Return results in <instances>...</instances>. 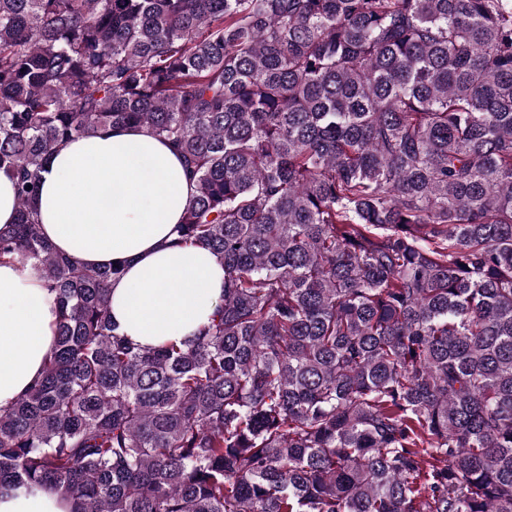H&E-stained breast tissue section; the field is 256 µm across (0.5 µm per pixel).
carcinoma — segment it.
Wrapping results in <instances>:
<instances>
[{
    "label": "carcinoma",
    "mask_w": 512,
    "mask_h": 512,
    "mask_svg": "<svg viewBox=\"0 0 512 512\" xmlns=\"http://www.w3.org/2000/svg\"><path fill=\"white\" fill-rule=\"evenodd\" d=\"M146 129L224 265L192 338L40 232L47 159ZM0 170L58 307L0 492L74 512H512V0H0ZM71 503L35 488L19 487L0 494V512H72Z\"/></svg>",
    "instance_id": "obj_1"
}]
</instances>
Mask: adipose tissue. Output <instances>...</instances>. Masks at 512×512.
Wrapping results in <instances>:
<instances>
[{"mask_svg":"<svg viewBox=\"0 0 512 512\" xmlns=\"http://www.w3.org/2000/svg\"><path fill=\"white\" fill-rule=\"evenodd\" d=\"M194 187L180 158L144 129L118 127L67 142L46 165L35 206L43 236L85 265L123 262L111 316L145 347L194 336L224 294V267L206 249L170 241ZM33 260L0 261V408L44 369L57 319ZM35 488L0 494V512H72Z\"/></svg>","mask_w":512,"mask_h":512,"instance_id":"adipose-tissue-1","label":"adipose tissue"}]
</instances>
